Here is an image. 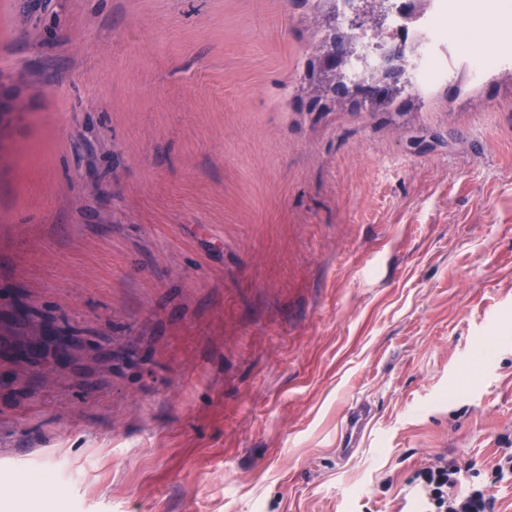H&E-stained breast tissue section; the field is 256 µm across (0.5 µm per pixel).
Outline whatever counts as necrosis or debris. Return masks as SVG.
I'll use <instances>...</instances> for the list:
<instances>
[{"mask_svg":"<svg viewBox=\"0 0 512 512\" xmlns=\"http://www.w3.org/2000/svg\"><path fill=\"white\" fill-rule=\"evenodd\" d=\"M387 22L379 30H353L347 72L358 80L388 67L401 69L419 92L448 78V64L460 63L480 78L497 61L495 55L471 51L448 30V0H388Z\"/></svg>","mask_w":512,"mask_h":512,"instance_id":"1","label":"necrosis or debris"}]
</instances>
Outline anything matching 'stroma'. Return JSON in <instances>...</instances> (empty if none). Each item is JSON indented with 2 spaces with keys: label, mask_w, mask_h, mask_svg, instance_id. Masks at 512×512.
<instances>
[{
  "label": "stroma",
  "mask_w": 512,
  "mask_h": 512,
  "mask_svg": "<svg viewBox=\"0 0 512 512\" xmlns=\"http://www.w3.org/2000/svg\"><path fill=\"white\" fill-rule=\"evenodd\" d=\"M459 0L492 41L512 18ZM299 0H0V512H409L512 480V59L385 112L299 101ZM377 423L336 461L353 400ZM412 483L417 488L414 512H497L496 500L473 479L466 481L460 465L447 454L420 468Z\"/></svg>",
  "instance_id": "1"
}]
</instances>
